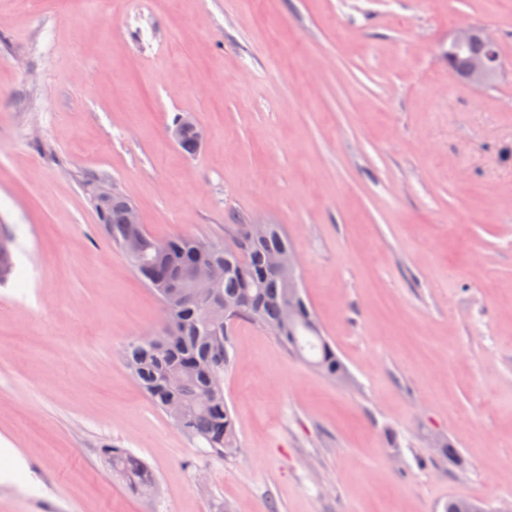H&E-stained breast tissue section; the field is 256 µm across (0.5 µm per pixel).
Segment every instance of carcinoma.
<instances>
[{
  "label": "carcinoma",
  "instance_id": "cac0c4a2",
  "mask_svg": "<svg viewBox=\"0 0 512 512\" xmlns=\"http://www.w3.org/2000/svg\"><path fill=\"white\" fill-rule=\"evenodd\" d=\"M480 52L478 46L448 48V68L457 72L467 58ZM128 200L112 194L106 209H96L112 247L129 255L132 237L124 223ZM250 225L232 224L228 232L238 240L237 253L224 251V243L190 236L173 235L164 240L166 254H155L157 240L139 229L140 260L130 264L153 292L157 285L176 283L195 262L209 261L217 279L216 294L228 304L224 317L209 318L206 306L193 301L168 307L166 329L160 336L137 340L124 357L134 379L153 404L176 428L191 439L204 441L216 454L237 449L235 417L224 402V372L233 360L232 330L236 322L248 320L266 330L288 352L300 357L323 375L340 379L347 368L322 331L311 328L317 319L301 290L288 287L281 273L267 263V256L290 247L288 236L278 224L266 236L253 239ZM294 301L297 312L290 320L284 305ZM112 471L134 491L148 494L155 487L150 467L123 448L103 450ZM445 512H488L476 498L448 500Z\"/></svg>",
  "mask_w": 512,
  "mask_h": 512
}]
</instances>
